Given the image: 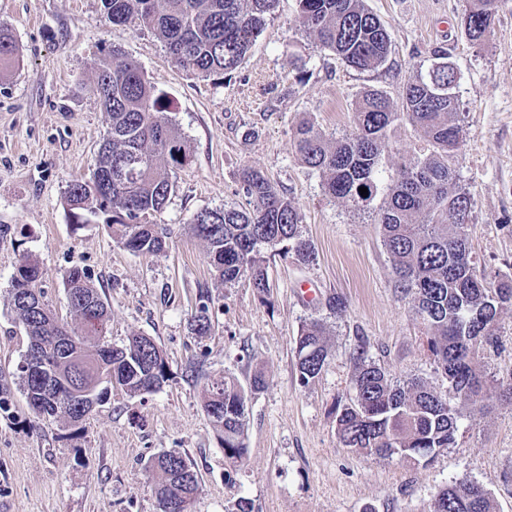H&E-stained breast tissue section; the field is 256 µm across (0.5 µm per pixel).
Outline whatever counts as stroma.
Masks as SVG:
<instances>
[{"mask_svg":"<svg viewBox=\"0 0 512 512\" xmlns=\"http://www.w3.org/2000/svg\"><path fill=\"white\" fill-rule=\"evenodd\" d=\"M387 29L383 67L360 72L317 48L299 21L297 0H279L233 74L182 70L149 31L113 26L101 0H0V24L18 45L0 70V512H157L149 461L165 450L186 454L199 477L192 512H429L439 490L459 477L482 485L493 512H512V404L497 382L512 380V308L498 323V343L476 367L489 380L485 410L462 417L453 447L430 461L374 459L342 448L336 407L353 395L354 355L397 380L419 377L445 391L423 326L395 286L391 259L371 214L325 196L319 175L291 146L305 121L327 138L354 133L356 99L366 90L399 99L405 79L426 71L438 50L459 74L456 95L464 145L454 159L473 196L468 228L478 276H512V0H498L483 42L465 36V0H364ZM142 67L168 103L189 164L152 221L170 229L164 251L135 254L102 224L75 228L64 192L89 178L109 128L91 91L110 48ZM264 172L303 217L309 262L270 259V293L248 279L214 278L206 248L189 230L205 208L243 203L238 174ZM36 257L41 290L69 318L63 274L82 268L111 313L108 339H154L167 360L163 387L129 396L111 386L77 438L51 420H35L17 366L28 339L4 295L24 255ZM212 300L213 330L200 338L188 322L200 294ZM311 319L326 326V364L299 381L295 338ZM263 370L267 387L250 395L246 455L225 457L224 442L203 407L207 382L231 375L248 384Z\"/></svg>","mask_w":512,"mask_h":512,"instance_id":"obj_1","label":"stroma"}]
</instances>
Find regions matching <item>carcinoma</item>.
Masks as SVG:
<instances>
[{
    "instance_id": "1",
    "label": "carcinoma",
    "mask_w": 512,
    "mask_h": 512,
    "mask_svg": "<svg viewBox=\"0 0 512 512\" xmlns=\"http://www.w3.org/2000/svg\"><path fill=\"white\" fill-rule=\"evenodd\" d=\"M278 0H102L112 25L136 23L150 29L178 67L201 75L237 70L261 34ZM461 26L478 43L493 29L495 0H467ZM304 30L316 47L333 52L346 66L370 71L389 57L388 32L364 0H298ZM18 54L12 32L0 25V66ZM458 77L440 50L424 73L408 76L399 102L372 89L354 103L356 132L330 141L313 124L296 128L293 147L301 163L317 172L327 196L361 211L378 195L375 211L382 242L392 260L398 289L411 298L422 320L437 371L448 383L438 393L419 378L393 380L381 366L356 357L354 396L337 408L336 431L342 447L375 459L398 456L419 462L455 444L463 409L482 412L479 397L487 385L474 367L476 352L493 346L501 312L512 307V277L488 282L476 275L467 226L470 191L458 185L454 158L463 146L455 93ZM92 92L109 120L92 176L74 180L64 193L70 223L104 224L129 251L157 254L166 247V229L148 221L174 192L173 175L188 164L184 138L164 115L166 104L141 67L114 47L92 81ZM409 124L425 143L383 177L382 153L393 126ZM243 205L206 208L190 222L206 244L215 278L226 284L249 278L257 295L270 292L267 253L279 251L307 262L312 245L301 232L302 218L292 201L262 171L242 169ZM365 187L368 196L360 195ZM37 261L23 259L6 296L28 338V348L48 356L44 380L19 370V387L35 418H53L75 427L90 410L74 392L103 375L138 396L167 380V362L156 342L134 334L116 347L107 340L111 315L85 272L73 266L63 276L67 304L77 324L62 319L43 300ZM212 327L209 306L201 302L191 317L198 337ZM324 324L313 319L296 336L299 380L306 385L322 371L327 349ZM267 386L257 371L248 387L233 376L213 379L204 408L224 410V454L239 462L248 395ZM157 503L177 499L190 508L199 490L194 464L181 452L155 456L148 466ZM433 512H492L489 492L467 479L453 480L436 495Z\"/></svg>"
}]
</instances>
